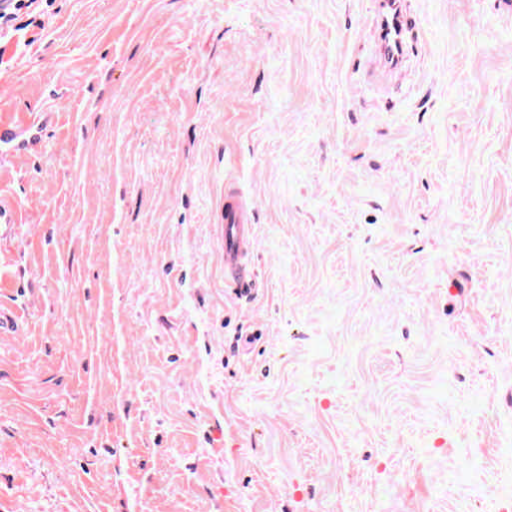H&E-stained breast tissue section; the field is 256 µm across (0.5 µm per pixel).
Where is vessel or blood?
I'll list each match as a JSON object with an SVG mask.
<instances>
[{"label":"vessel or blood","mask_w":512,"mask_h":512,"mask_svg":"<svg viewBox=\"0 0 512 512\" xmlns=\"http://www.w3.org/2000/svg\"><path fill=\"white\" fill-rule=\"evenodd\" d=\"M422 25L421 16L411 12L405 0H378L376 26L385 68L394 70L406 61L405 38ZM31 129V124L0 118V152L11 154L28 149ZM255 240L254 210L244 201L237 184L227 183L224 187V272L244 294L250 292L255 279L248 262Z\"/></svg>","instance_id":"1"}]
</instances>
